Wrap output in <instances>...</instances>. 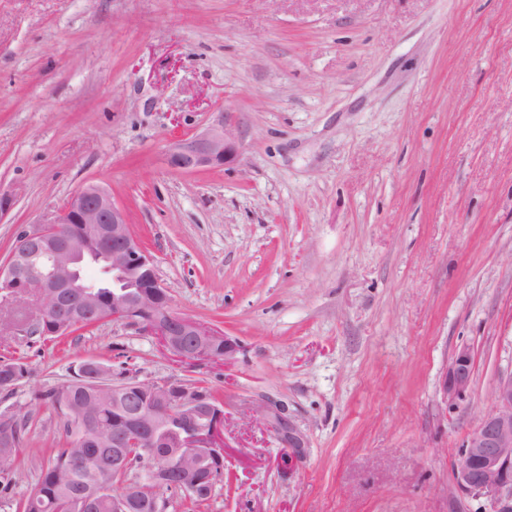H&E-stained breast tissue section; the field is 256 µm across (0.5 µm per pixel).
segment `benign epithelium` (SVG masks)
Segmentation results:
<instances>
[{
    "instance_id": "1",
    "label": "benign epithelium",
    "mask_w": 512,
    "mask_h": 512,
    "mask_svg": "<svg viewBox=\"0 0 512 512\" xmlns=\"http://www.w3.org/2000/svg\"><path fill=\"white\" fill-rule=\"evenodd\" d=\"M240 146L234 126L221 118L200 135L182 138L168 151V165L179 172L224 167L235 163ZM42 253L48 267L31 265ZM89 261L104 264L112 274V297L89 289L81 276ZM0 290L5 301L24 304L48 321L53 334L68 326L126 322L156 336L160 348L184 364L204 359L230 360L237 342L221 331L176 313L169 289L161 282L154 259L129 224L126 212L105 188L88 185L73 194L47 221L28 230L0 266ZM472 357L468 348L454 353L445 373L443 396L455 404L472 387ZM112 396L123 400L124 417L112 422V433L94 442L101 468L123 479L134 467L127 448H145L152 464L149 476L123 487L125 510L139 501H166L176 484L196 485L199 449L213 450L225 462L222 428L224 411L197 387L180 382L133 380L112 384ZM493 407L466 437L453 472L457 492L484 499V512H512V372L502 375L492 390ZM282 439L295 459L304 453L303 437L281 426Z\"/></svg>"
}]
</instances>
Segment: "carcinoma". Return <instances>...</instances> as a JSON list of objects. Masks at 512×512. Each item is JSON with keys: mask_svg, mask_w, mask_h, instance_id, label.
<instances>
[{"mask_svg": "<svg viewBox=\"0 0 512 512\" xmlns=\"http://www.w3.org/2000/svg\"><path fill=\"white\" fill-rule=\"evenodd\" d=\"M31 369L20 358L0 360V391L7 393L29 378ZM36 399L58 408L64 417V429L70 446L58 448L41 469L35 485L23 498L22 512H115L117 480L101 474L98 466L80 457L78 442L86 433L74 424L70 410L87 406L97 413L98 423L105 432H112V392H99L87 378L83 365L70 376L62 388L53 387L36 394ZM25 420H17L12 428L16 448L0 449V493H6L18 483L14 463L17 447L22 445ZM107 482L109 492L92 498L83 505L82 498L90 494L101 482Z\"/></svg>", "mask_w": 512, "mask_h": 512, "instance_id": "carcinoma-1", "label": "carcinoma"}]
</instances>
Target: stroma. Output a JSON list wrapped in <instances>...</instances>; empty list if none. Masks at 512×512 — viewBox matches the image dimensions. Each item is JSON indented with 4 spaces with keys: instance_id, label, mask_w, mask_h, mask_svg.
I'll return each instance as SVG.
<instances>
[{
    "instance_id": "stroma-1",
    "label": "stroma",
    "mask_w": 512,
    "mask_h": 512,
    "mask_svg": "<svg viewBox=\"0 0 512 512\" xmlns=\"http://www.w3.org/2000/svg\"><path fill=\"white\" fill-rule=\"evenodd\" d=\"M222 113L240 160L170 168ZM92 183L239 350L184 365L112 321L42 340L4 306L0 359L31 368L0 392L30 418L16 498L66 444L34 391L121 358L224 406L223 485L168 512H482L451 476L512 372V0H0V264ZM472 357L468 348L461 347L454 353L445 373L443 396L447 403L464 401L472 387Z\"/></svg>"
}]
</instances>
